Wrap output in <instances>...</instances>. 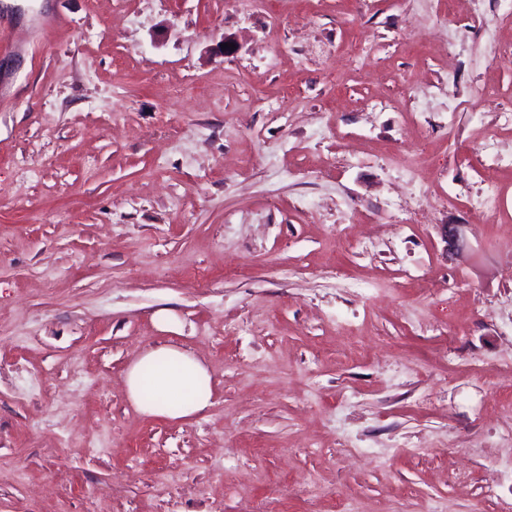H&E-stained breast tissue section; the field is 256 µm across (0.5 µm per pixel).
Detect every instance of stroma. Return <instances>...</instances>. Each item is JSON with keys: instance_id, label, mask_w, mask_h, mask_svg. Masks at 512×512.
I'll return each instance as SVG.
<instances>
[{"instance_id": "1", "label": "stroma", "mask_w": 512, "mask_h": 512, "mask_svg": "<svg viewBox=\"0 0 512 512\" xmlns=\"http://www.w3.org/2000/svg\"><path fill=\"white\" fill-rule=\"evenodd\" d=\"M436 3L5 0L0 512H512V170L444 200L512 64ZM163 344L203 413L129 403ZM147 372L151 377L146 378ZM128 397L148 416L189 418L207 409L213 396V378L192 354L172 346L150 348L132 363L126 374ZM147 387L153 391L145 399Z\"/></svg>"}]
</instances>
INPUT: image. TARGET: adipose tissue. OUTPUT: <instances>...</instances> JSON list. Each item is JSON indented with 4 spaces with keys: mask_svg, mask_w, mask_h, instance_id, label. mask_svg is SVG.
<instances>
[{
    "mask_svg": "<svg viewBox=\"0 0 512 512\" xmlns=\"http://www.w3.org/2000/svg\"><path fill=\"white\" fill-rule=\"evenodd\" d=\"M128 397L144 415L189 418L207 409L213 378L192 354L172 346L148 349L126 374Z\"/></svg>",
    "mask_w": 512,
    "mask_h": 512,
    "instance_id": "obj_1",
    "label": "adipose tissue"
}]
</instances>
